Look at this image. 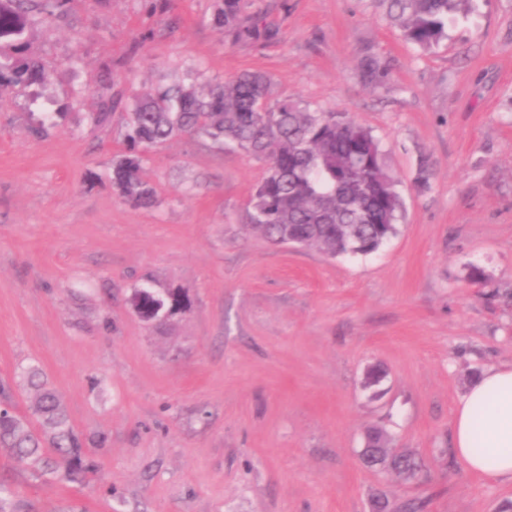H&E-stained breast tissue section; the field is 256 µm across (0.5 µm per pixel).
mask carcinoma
I'll return each mask as SVG.
<instances>
[{
  "mask_svg": "<svg viewBox=\"0 0 512 512\" xmlns=\"http://www.w3.org/2000/svg\"><path fill=\"white\" fill-rule=\"evenodd\" d=\"M405 41L431 51L448 36V25L472 11L474 0H372ZM74 0H0V87L44 83L50 78L40 59L26 55L27 31L38 23L68 14ZM212 21L233 43L265 45L277 31L255 14L241 16V0H221ZM107 93L90 115L93 128L112 112L126 110L124 150L112 167L118 195L140 208L157 204L154 188L143 178L149 149L174 137L201 136L229 150H242L266 161V171L250 200L248 221L267 241L284 245L299 237L305 247L327 257L367 255L398 230L402 201L387 173L385 154L372 130L342 112L310 109L298 101L273 99V82L262 71L202 85L175 83L128 106ZM179 314L189 306L178 293L166 298L151 288L134 290L132 305L150 309L157 300ZM20 378L35 392L32 412H16L9 388L0 384V450L36 477L80 484L97 469L88 453L104 447L103 437L89 439L69 424L57 392L42 372L30 367ZM388 437L366 433L364 462L388 465L407 477L419 463L410 455L388 457Z\"/></svg>",
  "mask_w": 512,
  "mask_h": 512,
  "instance_id": "obj_1",
  "label": "carcinoma"
}]
</instances>
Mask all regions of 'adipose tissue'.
Returning <instances> with one entry per match:
<instances>
[{
	"instance_id": "1",
	"label": "adipose tissue",
	"mask_w": 512,
	"mask_h": 512,
	"mask_svg": "<svg viewBox=\"0 0 512 512\" xmlns=\"http://www.w3.org/2000/svg\"><path fill=\"white\" fill-rule=\"evenodd\" d=\"M452 453L471 472L512 481V363L492 367L463 394Z\"/></svg>"
}]
</instances>
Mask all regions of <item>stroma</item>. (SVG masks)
<instances>
[{"mask_svg":"<svg viewBox=\"0 0 512 512\" xmlns=\"http://www.w3.org/2000/svg\"><path fill=\"white\" fill-rule=\"evenodd\" d=\"M152 2L76 0L28 33L49 82L0 91V382L39 366L74 428L107 438L78 486L0 455L14 495L34 512H512V482L450 453L463 392L512 362V0H475L429 52L370 0H243L279 30L263 46L230 44L217 0ZM370 56L384 84L364 78ZM107 70L131 101L261 70L277 97L346 113L383 145L397 235L336 258L271 244L247 223L265 162L191 137L149 153L156 206L123 202L126 115L88 125ZM44 112L58 126L34 136ZM144 283L190 311L144 323ZM370 427L421 477L367 466Z\"/></svg>","mask_w":512,"mask_h":512,"instance_id":"obj_1","label":"stroma"}]
</instances>
